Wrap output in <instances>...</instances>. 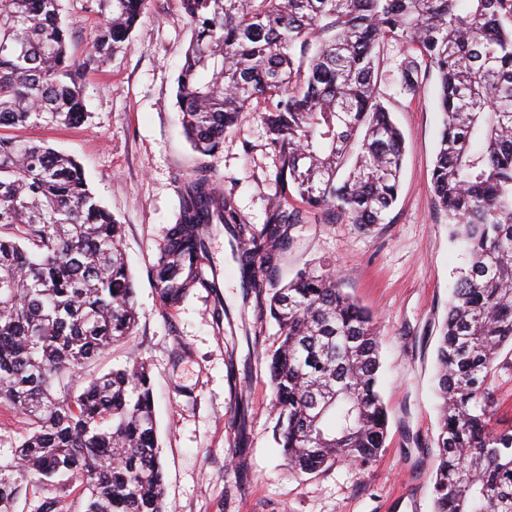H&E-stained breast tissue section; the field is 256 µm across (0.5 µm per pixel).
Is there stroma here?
<instances>
[{
	"instance_id": "obj_1",
	"label": "stroma",
	"mask_w": 512,
	"mask_h": 512,
	"mask_svg": "<svg viewBox=\"0 0 512 512\" xmlns=\"http://www.w3.org/2000/svg\"><path fill=\"white\" fill-rule=\"evenodd\" d=\"M83 5L61 0V18L72 29L71 49L79 59L98 24ZM190 38L179 0H149L125 52L86 76L83 123L0 130L76 157L96 198L123 226L121 249L134 277L139 321L87 374L136 360L149 365L165 512H433L436 339L457 273L467 263L432 193L441 128L435 72L423 77L415 94L403 93L397 77L405 47L392 42L380 53V91L405 141L397 200L384 224L366 232L354 224L324 223L311 212L275 260L273 279L280 283L307 266L336 270L344 292L373 312L382 342L389 427L378 457L366 467L337 463L298 475L276 444L267 364L256 356L242 385L251 405L249 453L242 463L233 453L226 337L231 328L245 326L269 347L276 327L251 315L231 323L216 319L217 302L234 313L241 304L237 265L223 231H212L209 240L218 288L192 289L169 309L153 284L152 266L176 222L180 190L197 172L232 194L246 223H267L281 201L279 156L260 120L251 117L227 131L208 155L186 139L175 92Z\"/></svg>"
}]
</instances>
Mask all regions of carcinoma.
I'll list each match as a JSON object with an SVG mask.
<instances>
[{"mask_svg": "<svg viewBox=\"0 0 512 512\" xmlns=\"http://www.w3.org/2000/svg\"><path fill=\"white\" fill-rule=\"evenodd\" d=\"M192 32L177 106L200 153L264 104L279 181L332 221L364 231L397 198L403 139L377 86L381 46L412 50L400 86L435 70L443 115L432 172L435 204L465 248L436 348L434 512H512V430H499L490 385L512 347V0H179ZM102 16L85 61L69 53L60 0H0V128L70 125L84 117L82 72L127 49L147 0H86ZM277 208L244 222L200 174L180 193L176 223L153 266L162 301L207 282L205 236L223 228L246 310L278 326L262 352L278 445L296 474L367 465L387 434L381 343L372 314L339 278L304 270L268 292L272 261L303 223ZM122 225L91 193L74 158L0 136V407L27 429L0 458V512L33 478H76L39 512H164L153 389L142 361L82 383L86 367L138 322ZM229 382L249 370L227 341ZM249 404L232 408L234 447L248 445Z\"/></svg>", "mask_w": 512, "mask_h": 512, "instance_id": "1", "label": "carcinoma"}]
</instances>
